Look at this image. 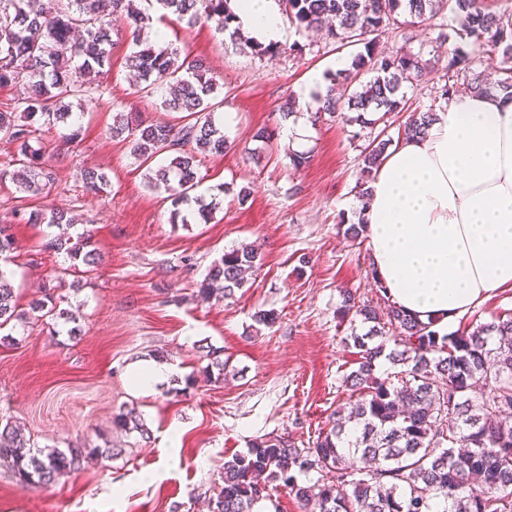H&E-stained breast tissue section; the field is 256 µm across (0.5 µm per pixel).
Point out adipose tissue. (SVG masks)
<instances>
[{
  "instance_id": "obj_1",
  "label": "adipose tissue",
  "mask_w": 512,
  "mask_h": 512,
  "mask_svg": "<svg viewBox=\"0 0 512 512\" xmlns=\"http://www.w3.org/2000/svg\"><path fill=\"white\" fill-rule=\"evenodd\" d=\"M242 30L285 36L274 0H236ZM392 304L439 325L512 287V101L461 91L425 135L392 148L359 217Z\"/></svg>"
}]
</instances>
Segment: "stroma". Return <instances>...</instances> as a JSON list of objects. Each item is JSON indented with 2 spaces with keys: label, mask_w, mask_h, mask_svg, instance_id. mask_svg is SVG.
I'll use <instances>...</instances> for the list:
<instances>
[{
  "label": "stroma",
  "mask_w": 512,
  "mask_h": 512,
  "mask_svg": "<svg viewBox=\"0 0 512 512\" xmlns=\"http://www.w3.org/2000/svg\"><path fill=\"white\" fill-rule=\"evenodd\" d=\"M181 55L203 59L222 83L220 116L231 117L226 135L235 146L204 158L202 192L225 185L209 222L173 223L165 194L148 189L144 169L109 129L115 112L136 110L147 121L179 124L180 113L163 109L159 95L141 92L127 64L130 47L123 21H114L112 67L106 91L71 100L80 116V142L62 130H43L53 150L58 180L47 193L21 197L0 182V223L12 225L19 248L12 284L20 307L46 288L79 311L82 332L72 337L63 322L43 318L13 332L0 345V421L19 425L34 449L119 448L112 458L92 457L84 467L45 489L20 488L0 466V512H209L223 485L224 462L246 452L252 440L281 436L305 448L328 416L349 400L344 377L357 367L351 333L366 324L339 322L344 291L385 310V298L368 271L365 239L344 233L357 221L356 194L362 147L369 129L357 123L307 120L293 167L280 131L279 110L311 73L320 77L350 68L355 48L332 50L323 35L287 28L289 50L261 57L216 34L212 25L185 30L175 15L153 22ZM454 0L435 19L390 29L375 39L377 52L405 49L428 60L426 76L406 88L409 108L442 111L448 48L441 29H460ZM300 44L301 53L291 52ZM269 142L256 141L259 128ZM95 167L109 184L87 193L79 172ZM247 191L246 204L237 194ZM64 209L76 220L69 235L90 231L102 261L87 284L72 288L68 259L44 251L42 231L26 224L33 210ZM252 244L261 264L246 289L231 299L204 300L200 283L224 250ZM259 310L276 320L255 322ZM512 313V288L489 294L449 324L469 331ZM222 350L221 380L205 371L204 346ZM156 360L172 369L168 383L150 394L137 386L136 368ZM137 408L149 434L112 428L121 411Z\"/></svg>",
  "instance_id": "1"
}]
</instances>
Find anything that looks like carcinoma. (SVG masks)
<instances>
[{"mask_svg": "<svg viewBox=\"0 0 512 512\" xmlns=\"http://www.w3.org/2000/svg\"><path fill=\"white\" fill-rule=\"evenodd\" d=\"M191 28L205 19L220 34L239 36L230 0H155ZM297 31L326 29L333 44L364 45L352 68L334 74L317 110L331 120L374 124L367 114L387 115L403 109L401 90L426 75L427 64L403 49L379 56L369 36L391 26L421 23L436 15L438 0H279ZM500 0H455L464 15V35L474 53L499 56V74L489 84L477 57L455 48L448 58V83L442 96L458 84L475 93L498 90L512 98V14L497 9ZM123 17L130 28V68L145 83L146 93L170 87L161 107L185 113L179 127L146 121L138 112H119L112 137L128 142L141 163L168 154L169 162L146 169L149 188L164 189L172 205L193 203L207 222L215 205L195 194L203 180L201 155H222L232 148L224 123L216 121L219 83L198 59L180 57L173 45L141 38L150 16L135 0H0V87L22 84L20 113L0 111V141L14 149L18 167L0 169V181L10 178L21 193L38 196L51 186L54 172L44 160L37 132L41 127L69 130L76 141L79 119L69 112L67 98L103 94L99 77L107 74L112 44V18ZM372 74L369 81L361 75ZM355 112L356 117L347 113ZM435 120L433 109L414 111L403 136L422 133ZM392 138L379 132L362 150L363 167L371 173L384 160ZM84 187L95 194L108 185L97 168L80 172ZM61 209L29 214L27 223L70 224ZM12 225L0 224V330L36 314L76 322L59 307L50 292L18 309L11 284L17 245ZM44 248L86 266L98 253L86 233L72 240L56 237ZM252 245L224 251L199 283L204 299L234 297L245 287L246 273L257 267ZM340 319L359 317L369 324L364 334H352L358 366L344 379L352 401L330 414L313 445L300 448L280 436L254 440L247 453L224 462L223 486L213 512H254L269 497L276 482L312 512H512V315H498L469 332L440 333L435 323L388 307L381 314L359 305L350 292L337 309ZM399 366L400 386L377 375L380 361ZM482 384L489 392L473 398ZM113 426L147 434L140 414L130 409L117 415ZM115 455L113 448L51 450L38 458L24 435L11 423L0 425V460L10 464L21 488L55 483L63 473L80 469L89 455ZM320 474L313 483L299 473Z\"/></svg>", "mask_w": 512, "mask_h": 512, "instance_id": "cac0c4a2", "label": "carcinoma"}]
</instances>
